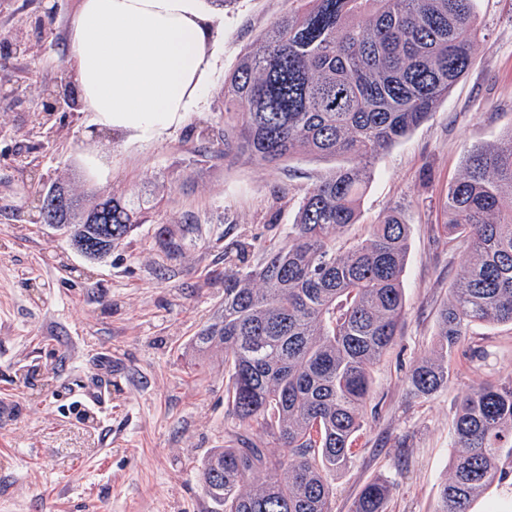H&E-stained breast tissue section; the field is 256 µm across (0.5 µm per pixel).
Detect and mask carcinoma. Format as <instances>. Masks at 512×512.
I'll return each mask as SVG.
<instances>
[{
  "mask_svg": "<svg viewBox=\"0 0 512 512\" xmlns=\"http://www.w3.org/2000/svg\"><path fill=\"white\" fill-rule=\"evenodd\" d=\"M245 46L224 77V158L277 163L297 155L342 163L303 197L283 244L262 247L247 271L224 269V309L193 338L224 350L225 393L250 439L200 463L225 512H331L327 472L345 465L364 427L372 372L405 315L409 225L393 211L345 248L373 161L425 121L472 64L475 0H292ZM512 132L472 150L440 201L444 227L468 240L464 273L439 322L440 358L416 365L410 391L448 384L445 359L476 324L512 325ZM60 224L90 261L107 258L139 225L143 203L107 196L82 210L58 192ZM457 454L434 512H470L502 477L512 450V375L464 398L452 423ZM252 490L241 491L244 482ZM389 482L361 491L354 512H387Z\"/></svg>",
  "mask_w": 512,
  "mask_h": 512,
  "instance_id": "carcinoma-1",
  "label": "carcinoma"
}]
</instances>
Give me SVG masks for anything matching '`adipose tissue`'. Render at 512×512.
Segmentation results:
<instances>
[{
	"instance_id": "adipose-tissue-1",
	"label": "adipose tissue",
	"mask_w": 512,
	"mask_h": 512,
	"mask_svg": "<svg viewBox=\"0 0 512 512\" xmlns=\"http://www.w3.org/2000/svg\"><path fill=\"white\" fill-rule=\"evenodd\" d=\"M204 0H83L65 63L97 130L153 137L180 125L213 66Z\"/></svg>"
}]
</instances>
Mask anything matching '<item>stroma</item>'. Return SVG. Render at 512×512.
Instances as JSON below:
<instances>
[{"label": "stroma", "instance_id": "obj_1", "mask_svg": "<svg viewBox=\"0 0 512 512\" xmlns=\"http://www.w3.org/2000/svg\"><path fill=\"white\" fill-rule=\"evenodd\" d=\"M82 0H0V512H224L204 490L199 462L239 436L225 395L224 354L199 358L193 336L224 303V258L283 242L307 190L334 160L277 165L224 158V77L289 7L288 0H205L214 65L185 121L151 140L92 133L87 112L38 123L43 87L64 63ZM481 33L469 71L432 116L372 166L361 217L342 245L390 211L410 226L406 315L372 374L367 423L344 467L328 473L332 512H353L364 486H393L388 512H434L456 450L462 399L512 373V325L478 324L448 358L447 385L413 395L407 374L435 357L440 310L464 272L466 238L448 235L439 200L470 150L512 133V0H476ZM24 33L34 50L3 46ZM106 152L109 173L86 179L82 155ZM83 206L98 192L141 196L148 221L101 262L86 261L39 221L55 183ZM197 232L176 256L168 237ZM108 365L104 408H79L81 385ZM472 512H512V453Z\"/></svg>", "mask_w": 512, "mask_h": 512}]
</instances>
